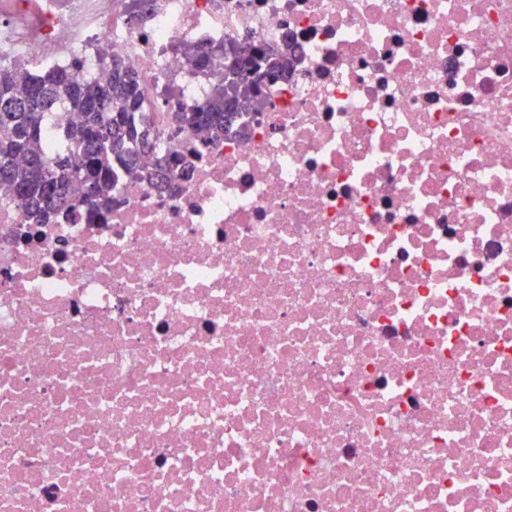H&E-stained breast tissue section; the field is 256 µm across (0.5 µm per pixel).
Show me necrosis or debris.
I'll return each mask as SVG.
<instances>
[{"label": "necrosis or debris", "mask_w": 512, "mask_h": 512, "mask_svg": "<svg viewBox=\"0 0 512 512\" xmlns=\"http://www.w3.org/2000/svg\"><path fill=\"white\" fill-rule=\"evenodd\" d=\"M26 0L0 65L137 71L160 191L0 198V512H512V0ZM290 44L218 139L216 49Z\"/></svg>", "instance_id": "1"}]
</instances>
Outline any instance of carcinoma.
<instances>
[{
	"label": "carcinoma",
	"mask_w": 512,
	"mask_h": 512,
	"mask_svg": "<svg viewBox=\"0 0 512 512\" xmlns=\"http://www.w3.org/2000/svg\"><path fill=\"white\" fill-rule=\"evenodd\" d=\"M224 69L212 73L211 92L193 112H176L178 128L205 131L214 137L231 132L235 113L262 106L260 78L288 77V47L269 51L247 40L232 44ZM146 91L140 76L112 62L107 83L67 68H51L22 79L0 67V188L18 203L31 224H49L62 213L84 205L100 212L112 208V171L167 183L181 160L158 155L153 168L140 165V154L153 149L154 129L146 121ZM58 106L79 114V121L57 129L48 147L45 128Z\"/></svg>",
	"instance_id": "1"
}]
</instances>
